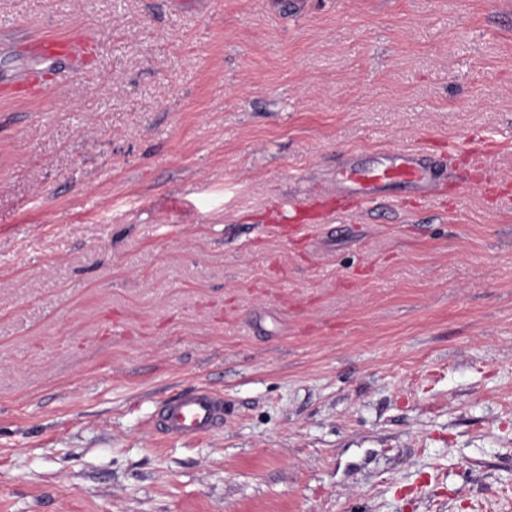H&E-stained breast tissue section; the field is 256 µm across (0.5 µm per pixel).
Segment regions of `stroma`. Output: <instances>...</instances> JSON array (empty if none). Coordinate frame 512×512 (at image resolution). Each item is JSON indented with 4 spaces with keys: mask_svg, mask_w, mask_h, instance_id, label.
Listing matches in <instances>:
<instances>
[{
    "mask_svg": "<svg viewBox=\"0 0 512 512\" xmlns=\"http://www.w3.org/2000/svg\"><path fill=\"white\" fill-rule=\"evenodd\" d=\"M76 27L89 66L31 52ZM32 72L0 98V512H512V0H0V90ZM452 145L464 191L274 208ZM197 386L223 424L163 437Z\"/></svg>",
    "mask_w": 512,
    "mask_h": 512,
    "instance_id": "1",
    "label": "stroma"
}]
</instances>
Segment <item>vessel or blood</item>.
<instances>
[{
	"instance_id": "vessel-or-blood-1",
	"label": "vessel or blood",
	"mask_w": 512,
	"mask_h": 512,
	"mask_svg": "<svg viewBox=\"0 0 512 512\" xmlns=\"http://www.w3.org/2000/svg\"><path fill=\"white\" fill-rule=\"evenodd\" d=\"M87 41L84 29H72L65 40L47 41L44 54L55 59L59 53L80 55ZM445 159L421 149L385 152L375 165L365 164L360 153L348 155L336 171L337 196L355 207L380 198L388 187L400 185L422 200L433 199L448 172ZM224 418V401L205 388L183 392L163 403L157 413L161 431L172 438L196 437L213 430Z\"/></svg>"
}]
</instances>
